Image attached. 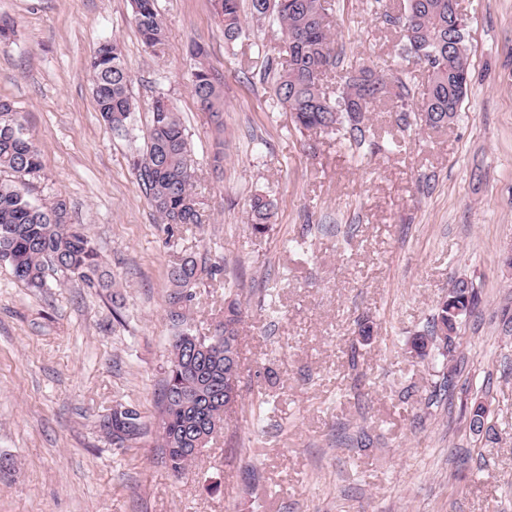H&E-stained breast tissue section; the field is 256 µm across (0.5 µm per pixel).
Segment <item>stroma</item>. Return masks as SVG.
<instances>
[{
  "label": "stroma",
  "instance_id": "obj_1",
  "mask_svg": "<svg viewBox=\"0 0 512 512\" xmlns=\"http://www.w3.org/2000/svg\"><path fill=\"white\" fill-rule=\"evenodd\" d=\"M367 0H334L338 72L383 67L398 30ZM469 23L471 82L459 119L399 126L394 97L369 116V145L303 130L262 76L280 56L278 25L243 14L225 44L213 0H159L166 41L147 48L132 0H0V99L40 151L28 197L67 203L110 281L86 287L48 272L44 288L0 263V512H512V0H457ZM117 44L136 108L113 136L88 60ZM202 45L224 96V160L192 92ZM166 97L188 134L202 221L166 229L133 168L148 109ZM276 202L264 237L251 195ZM220 264L188 303L210 333L226 289L240 294L243 400L197 466L169 475L158 450V394L176 333L168 269ZM479 303L449 355L419 357L452 283ZM373 327L358 334L360 321ZM483 402L492 434H474ZM136 406V448L102 422Z\"/></svg>",
  "mask_w": 512,
  "mask_h": 512
}]
</instances>
